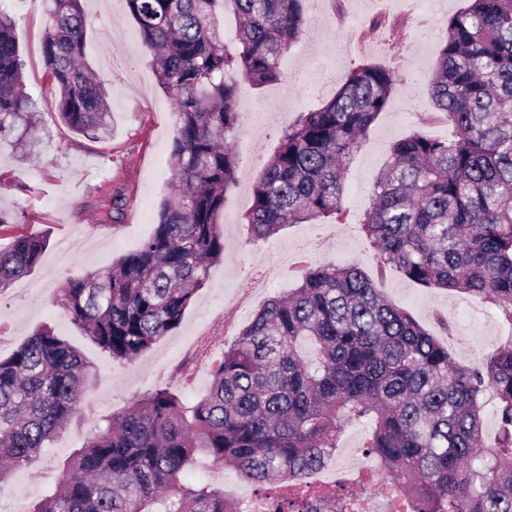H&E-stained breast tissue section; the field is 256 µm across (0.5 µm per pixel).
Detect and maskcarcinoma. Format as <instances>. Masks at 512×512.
<instances>
[{
  "mask_svg": "<svg viewBox=\"0 0 512 512\" xmlns=\"http://www.w3.org/2000/svg\"><path fill=\"white\" fill-rule=\"evenodd\" d=\"M306 0H125L175 107L176 196L153 233L111 266L66 280L55 303L112 358L132 361L182 323L209 269L224 257V197L236 183L227 138L241 124L239 81L280 80L303 33ZM238 20L233 42L218 17ZM42 54L72 131L109 134L101 80L84 62L81 0H46ZM16 20L0 10V138L25 140L35 107L25 91ZM428 92L451 128L394 143L361 228L382 263L424 288L489 298L512 322V0H471L448 17ZM396 74L349 71L321 108L280 137L253 188L252 238L341 213L347 161L391 99ZM46 240L0 250V291L28 274ZM314 345L315 357L301 351ZM91 369L52 329L0 358V481L79 414ZM492 390L500 430L484 435ZM368 421L366 452L414 512H512V346L457 363L357 265L305 266L291 293L271 299L216 363L208 392L188 404L157 386L106 420L64 466L32 512H236L224 492L186 473L204 454L273 494V512H336V495L279 492L332 459L347 424Z\"/></svg>",
  "mask_w": 512,
  "mask_h": 512,
  "instance_id": "carcinoma-1",
  "label": "carcinoma"
}]
</instances>
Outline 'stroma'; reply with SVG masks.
Masks as SVG:
<instances>
[{
	"label": "stroma",
	"instance_id": "obj_1",
	"mask_svg": "<svg viewBox=\"0 0 512 512\" xmlns=\"http://www.w3.org/2000/svg\"><path fill=\"white\" fill-rule=\"evenodd\" d=\"M469 0H309V28L280 62L281 80L240 93L242 125L236 144L251 158L241 162L236 184L224 198V259L186 310L181 326L132 361L112 359L54 303L69 278L104 269L135 250L153 231L161 201L172 193L170 155L175 129L172 101L160 89L151 57L124 0H83L89 17L87 64L100 76L112 112L107 136L74 133L54 111L38 115L37 154L0 142V249L20 236H40L46 249L27 275L42 291L19 286L0 291V356H9L41 327H51L91 362L79 416L46 448L0 480V501L23 491L25 507L50 494L63 465L94 433L103 417L124 410L158 384L203 396L211 382L212 356L196 353L197 336L232 346L267 302L299 285V269L282 266L266 288L242 287L252 266L272 251L310 250L312 265L354 263L394 305L410 312L456 360H488L512 343V324L488 298L423 288L397 269L382 265L377 250L357 229L372 202L373 183L392 145L414 132L445 137L450 129L427 95L443 39V15L462 11ZM17 17L15 40L24 62L23 80L36 100L57 90L42 56L46 25L43 0H0ZM127 60L109 70L113 45ZM364 63L395 70L399 83L388 107L361 140L347 167L339 220L290 224L265 240H252L244 218L263 159L276 150L282 131L300 113L315 110L336 92L342 78ZM125 200L114 217L115 196Z\"/></svg>",
	"mask_w": 512,
	"mask_h": 512
}]
</instances>
